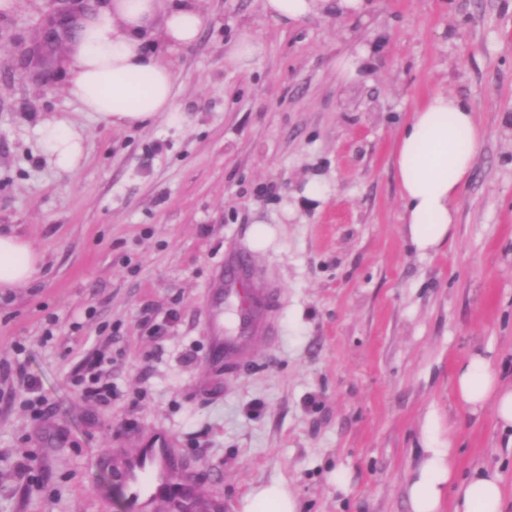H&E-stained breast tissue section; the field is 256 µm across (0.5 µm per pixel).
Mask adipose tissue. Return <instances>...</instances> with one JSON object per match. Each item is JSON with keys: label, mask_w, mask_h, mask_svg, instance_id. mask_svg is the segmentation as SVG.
I'll use <instances>...</instances> for the list:
<instances>
[{"label": "adipose tissue", "mask_w": 512, "mask_h": 512, "mask_svg": "<svg viewBox=\"0 0 512 512\" xmlns=\"http://www.w3.org/2000/svg\"><path fill=\"white\" fill-rule=\"evenodd\" d=\"M262 15L279 24L313 18L366 16L368 0H259ZM200 0H106L92 11L73 16L74 34L64 45L69 71L66 91L83 111L115 127H131L165 116L181 120L174 97L175 73L150 38L168 49L194 43L203 28ZM41 151L64 172L76 169L84 138L57 120L38 127ZM485 132L470 105L444 89L433 91L410 114L398 133L396 177L404 223L412 244L435 251L450 237L455 201L481 154ZM40 254L26 239L0 233V288L29 284L39 271ZM458 400L479 409L493 403L503 431H512V382H503L481 353L460 364L454 379ZM454 448L426 442L424 455L408 476L410 512H501L503 478L499 471L474 470L456 476ZM241 512H299L284 485L253 488Z\"/></svg>", "instance_id": "1"}]
</instances>
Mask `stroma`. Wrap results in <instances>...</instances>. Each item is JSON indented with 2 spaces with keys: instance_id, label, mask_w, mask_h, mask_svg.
<instances>
[{
  "instance_id": "obj_1",
  "label": "stroma",
  "mask_w": 512,
  "mask_h": 512,
  "mask_svg": "<svg viewBox=\"0 0 512 512\" xmlns=\"http://www.w3.org/2000/svg\"><path fill=\"white\" fill-rule=\"evenodd\" d=\"M202 4L198 40L171 57L181 123L125 129L64 90L76 0L0 9V231L44 257L30 284L0 290V365L23 348L52 406L34 418L0 374V512H133L100 458L157 436L175 490L221 512L270 483L301 512H408L428 436L454 446L458 477L499 469L512 512V435L454 392L475 350L512 378V0H374L364 20L288 27L259 0ZM243 34L263 53L237 71L224 45ZM364 52L344 78L339 61ZM438 87L470 103L486 140L450 239L423 253L405 235L394 147ZM46 119L82 132L75 171L41 153ZM232 251L279 302L271 336L228 368L207 308ZM90 354L119 391L111 406L80 396Z\"/></svg>"
}]
</instances>
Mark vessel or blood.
<instances>
[{"mask_svg": "<svg viewBox=\"0 0 512 512\" xmlns=\"http://www.w3.org/2000/svg\"><path fill=\"white\" fill-rule=\"evenodd\" d=\"M273 302L271 294L254 285L251 256L245 252L232 254L222 282L215 286L212 306V333L225 362L249 356L254 343L268 334L265 313ZM168 456V449L158 446L113 459L112 468L134 512H147L152 501L166 493Z\"/></svg>", "mask_w": 512, "mask_h": 512, "instance_id": "1", "label": "vessel or blood"}]
</instances>
